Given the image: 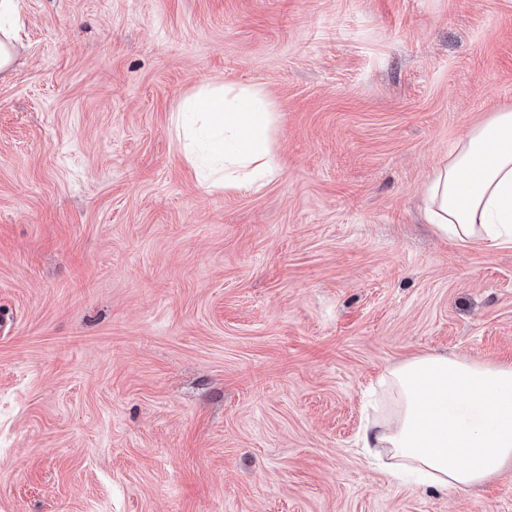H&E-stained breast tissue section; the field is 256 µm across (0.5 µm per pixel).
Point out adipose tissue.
Masks as SVG:
<instances>
[{
  "label": "adipose tissue",
  "mask_w": 512,
  "mask_h": 512,
  "mask_svg": "<svg viewBox=\"0 0 512 512\" xmlns=\"http://www.w3.org/2000/svg\"><path fill=\"white\" fill-rule=\"evenodd\" d=\"M278 116L259 89L200 86L177 126L204 185L228 191L270 183ZM435 232L459 244L512 247V109L474 126L423 189ZM385 416L367 418L357 448L417 488L465 491L512 466V365L441 355L406 360L380 382Z\"/></svg>",
  "instance_id": "adipose-tissue-1"
}]
</instances>
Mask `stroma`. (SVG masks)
I'll return each instance as SVG.
<instances>
[{"label":"stroma","instance_id":"1","mask_svg":"<svg viewBox=\"0 0 512 512\" xmlns=\"http://www.w3.org/2000/svg\"><path fill=\"white\" fill-rule=\"evenodd\" d=\"M0 76V512H512L353 442L415 356L512 364V248L421 219L512 108V0H22ZM261 88L279 176L202 185L173 118ZM20 41L19 28L0 26V74L9 72L15 65Z\"/></svg>","mask_w":512,"mask_h":512}]
</instances>
